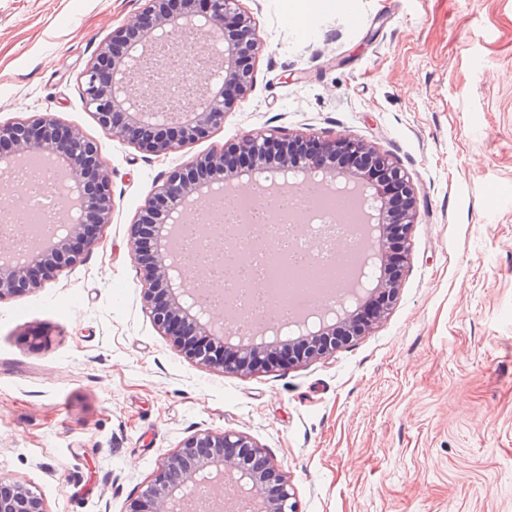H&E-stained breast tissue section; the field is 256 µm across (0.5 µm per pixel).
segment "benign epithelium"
<instances>
[{
    "instance_id": "7a95c632",
    "label": "benign epithelium",
    "mask_w": 512,
    "mask_h": 512,
    "mask_svg": "<svg viewBox=\"0 0 512 512\" xmlns=\"http://www.w3.org/2000/svg\"><path fill=\"white\" fill-rule=\"evenodd\" d=\"M205 37L194 51L185 31ZM261 48L240 0H146L140 19L114 32L81 74L85 107L105 135L143 154L176 153L224 126V116L251 90ZM186 56L180 71H159V54ZM50 163L65 204L45 242L23 254L0 256V301L35 290L79 264L109 223L112 189L99 145L52 114L0 122V177L13 178L29 157ZM303 176V183L340 193L360 189L367 205L364 242L375 284L357 295L367 276L342 286L356 297L353 311L318 307L308 319L267 324L262 336H238L220 311L203 305L199 279L170 246L196 193L224 196L242 173ZM416 192L408 174L369 144L343 136H303L259 130L174 167L130 224L145 310L158 331L193 362L225 372L254 374L322 358L364 335L391 308L409 256ZM236 487L253 512H297L288 478L248 436L204 431L165 458L152 482L126 512H186L189 485L219 480ZM0 512H46L41 496L0 483Z\"/></svg>"
}]
</instances>
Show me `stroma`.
I'll use <instances>...</instances> for the list:
<instances>
[{
  "instance_id": "1",
  "label": "stroma",
  "mask_w": 512,
  "mask_h": 512,
  "mask_svg": "<svg viewBox=\"0 0 512 512\" xmlns=\"http://www.w3.org/2000/svg\"><path fill=\"white\" fill-rule=\"evenodd\" d=\"M313 12L305 32L286 4ZM145 0H0V121L52 113L101 146L114 209L83 261L0 301V478L47 512H125L189 437H251L298 512H512V0H241L263 48L208 138L107 137L80 75ZM350 136L411 176L386 318L251 376L190 362L145 311L129 227L175 166L246 132Z\"/></svg>"
}]
</instances>
